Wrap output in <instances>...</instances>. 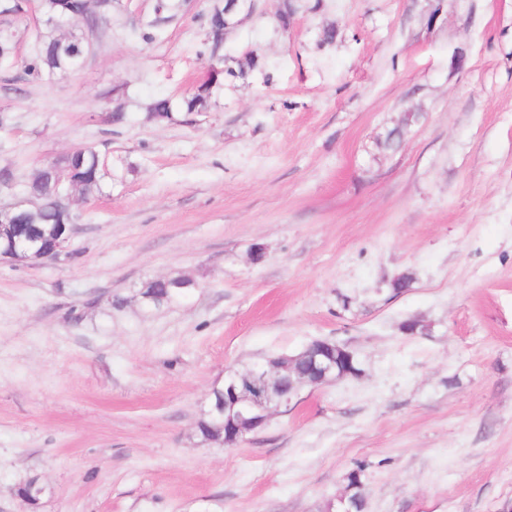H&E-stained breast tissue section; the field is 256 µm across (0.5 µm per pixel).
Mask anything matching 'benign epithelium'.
Masks as SVG:
<instances>
[{
  "mask_svg": "<svg viewBox=\"0 0 512 512\" xmlns=\"http://www.w3.org/2000/svg\"><path fill=\"white\" fill-rule=\"evenodd\" d=\"M247 0H224L223 22L213 30L225 33L236 23ZM15 236L0 249V263L17 264L28 252L55 261L73 256L71 240L77 225H65V231L50 239L34 234L25 224L13 225ZM347 347L329 340L315 339L293 357H272L243 376L230 369L224 374V440L235 445L247 435L262 429L272 414L288 405L304 386H320L348 376L342 360L352 359Z\"/></svg>",
  "mask_w": 512,
  "mask_h": 512,
  "instance_id": "7a95c632",
  "label": "benign epithelium"
}]
</instances>
